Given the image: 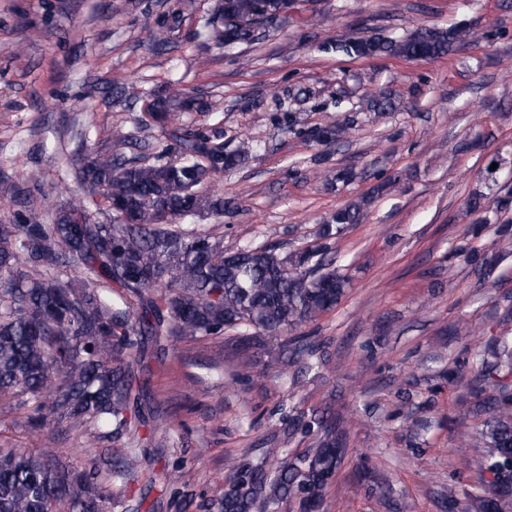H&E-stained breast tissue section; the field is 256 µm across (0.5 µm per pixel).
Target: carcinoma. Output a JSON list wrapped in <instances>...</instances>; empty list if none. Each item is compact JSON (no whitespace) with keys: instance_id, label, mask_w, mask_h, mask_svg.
I'll return each mask as SVG.
<instances>
[{"instance_id":"carcinoma-1","label":"carcinoma","mask_w":512,"mask_h":512,"mask_svg":"<svg viewBox=\"0 0 512 512\" xmlns=\"http://www.w3.org/2000/svg\"><path fill=\"white\" fill-rule=\"evenodd\" d=\"M283 0H220L224 43L246 41L248 31L232 26ZM465 26L421 28L400 40L351 37L336 48L357 57L380 55L407 60L438 58L469 44ZM189 105L183 92L149 100L144 112L169 131L162 153L172 159L141 163L126 158L130 140H111L77 163L84 194L58 208L49 224L25 221L0 225V396L28 395L30 422L48 435L61 424L73 428L105 421L112 437L131 433L132 411L141 407L137 369L149 348L171 339L195 341L225 336L232 346L224 367L235 380L245 377L251 357L269 351L268 342L332 311L348 278L327 259L330 242L363 217V203L336 210L319 225L323 243L283 252L271 245L224 253L214 232L189 233L175 225L187 214H224V200L205 191L216 175L249 158L250 147L221 152L218 133L186 130L176 109ZM350 120L320 129L324 142L340 141ZM103 198L112 220L94 219L91 206ZM166 210L159 223L158 206ZM136 223L122 222L120 212ZM73 267L82 285L70 286L59 268ZM123 291L111 297L112 289ZM236 331L233 336L227 335ZM281 349L306 362L318 346L302 336L283 340ZM466 380L473 400L465 414L490 417L462 439L481 448L476 489L463 493L462 512H512V336L495 338L492 359L476 360ZM293 430L315 435L314 447L271 471L269 448L258 463L231 460L224 493L209 500L208 512H282L292 501L299 512L321 508L343 458L348 429L319 410L289 419ZM154 459L136 450L116 463V475L133 477ZM187 463L159 472L171 500L185 496ZM109 491L95 471H74L57 459L25 448L0 446V512H106Z\"/></svg>"}]
</instances>
